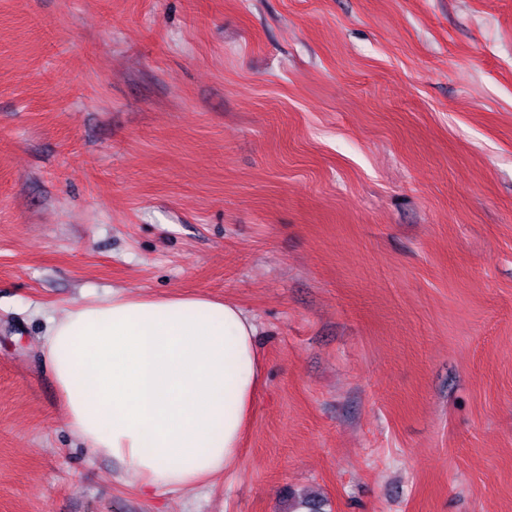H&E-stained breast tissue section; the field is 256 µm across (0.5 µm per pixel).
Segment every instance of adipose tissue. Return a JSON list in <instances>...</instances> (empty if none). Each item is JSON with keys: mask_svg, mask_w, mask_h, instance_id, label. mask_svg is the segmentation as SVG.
<instances>
[{"mask_svg": "<svg viewBox=\"0 0 512 512\" xmlns=\"http://www.w3.org/2000/svg\"><path fill=\"white\" fill-rule=\"evenodd\" d=\"M253 318L205 294L125 295L47 315L40 350L73 432L145 497L235 468L263 376Z\"/></svg>", "mask_w": 512, "mask_h": 512, "instance_id": "adipose-tissue-1", "label": "adipose tissue"}]
</instances>
